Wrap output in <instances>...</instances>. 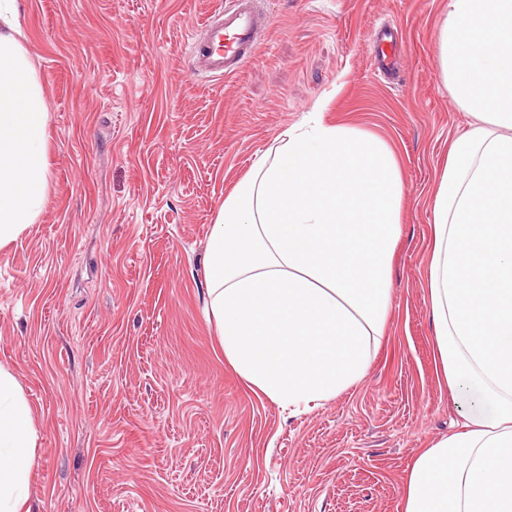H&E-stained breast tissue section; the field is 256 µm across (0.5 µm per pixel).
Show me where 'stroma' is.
Returning a JSON list of instances; mask_svg holds the SVG:
<instances>
[{"label": "stroma", "mask_w": 512, "mask_h": 512, "mask_svg": "<svg viewBox=\"0 0 512 512\" xmlns=\"http://www.w3.org/2000/svg\"><path fill=\"white\" fill-rule=\"evenodd\" d=\"M50 190L0 247V364L34 408L32 512H402L409 466L457 428L428 306L432 195L471 118L439 74L448 0H271L236 75L191 78L221 0H23ZM403 30L399 82L368 38ZM393 148L404 197L385 334L355 386L288 412L225 361L205 245L225 196L318 102Z\"/></svg>", "instance_id": "obj_1"}]
</instances>
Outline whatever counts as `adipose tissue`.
<instances>
[{
  "instance_id": "adipose-tissue-1",
  "label": "adipose tissue",
  "mask_w": 512,
  "mask_h": 512,
  "mask_svg": "<svg viewBox=\"0 0 512 512\" xmlns=\"http://www.w3.org/2000/svg\"><path fill=\"white\" fill-rule=\"evenodd\" d=\"M0 0V246L40 216L48 112ZM440 76L474 118L432 199L429 301L458 431L415 460L403 512H512V0H448ZM403 186L381 139L311 112L225 197L206 243L207 319L228 364L283 408L359 382L390 306ZM33 408L0 365V512H31Z\"/></svg>"
}]
</instances>
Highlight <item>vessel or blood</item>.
Wrapping results in <instances>:
<instances>
[{
  "label": "vessel or blood",
  "instance_id": "vessel-or-blood-1",
  "mask_svg": "<svg viewBox=\"0 0 512 512\" xmlns=\"http://www.w3.org/2000/svg\"><path fill=\"white\" fill-rule=\"evenodd\" d=\"M261 0H224L223 8L208 13L192 30L187 44L194 58V74L220 79L252 61L265 40L269 17ZM377 70L396 71V39L387 29L372 34Z\"/></svg>",
  "mask_w": 512,
  "mask_h": 512
}]
</instances>
